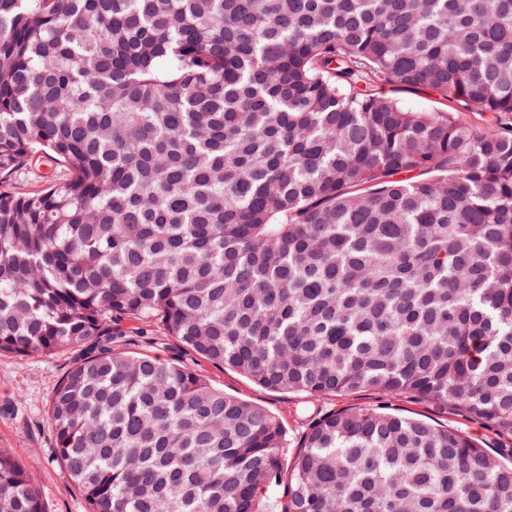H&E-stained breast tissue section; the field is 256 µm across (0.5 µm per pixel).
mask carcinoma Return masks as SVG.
<instances>
[{
  "mask_svg": "<svg viewBox=\"0 0 512 512\" xmlns=\"http://www.w3.org/2000/svg\"><path fill=\"white\" fill-rule=\"evenodd\" d=\"M115 320L512 437V0H0V355L79 352L49 413L87 512H512V462L383 409L286 466L269 410ZM0 512H45L5 448ZM385 92L388 95L395 97L402 106L410 110L418 111H441L448 110L456 112L458 118L466 123L475 126H491L493 123L492 114L484 113L478 114L476 112H468L449 101H445L436 95L434 92L410 90V91H390V88H386ZM55 164L48 158H41L32 169L22 170L11 176V183L16 190L37 189L46 184L52 175Z\"/></svg>",
  "mask_w": 512,
  "mask_h": 512,
  "instance_id": "1",
  "label": "carcinoma"
}]
</instances>
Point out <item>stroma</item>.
Listing matches in <instances>:
<instances>
[{
  "mask_svg": "<svg viewBox=\"0 0 512 512\" xmlns=\"http://www.w3.org/2000/svg\"><path fill=\"white\" fill-rule=\"evenodd\" d=\"M395 97L410 110H452L467 124L487 127L492 123L491 114L455 108L453 103L432 92L399 91ZM115 327L123 333L120 345L125 350L163 358L176 357L225 393L268 408L286 431L283 459L287 462L299 451L314 413L348 407H384L457 429L491 453L512 459L511 438L499 435L483 422L449 407L409 395H385L370 390L348 396L323 397H312L303 392L269 391L233 370L213 366L195 354L176 349L173 338L159 324H152L145 337L130 332L126 322H116ZM73 360L74 354L70 351L53 356L0 355V448L12 451L29 468L46 512H86L82 492L56 458L49 414L51 395Z\"/></svg>",
  "mask_w": 512,
  "mask_h": 512,
  "instance_id": "35a3bbf8",
  "label": "stroma"
}]
</instances>
